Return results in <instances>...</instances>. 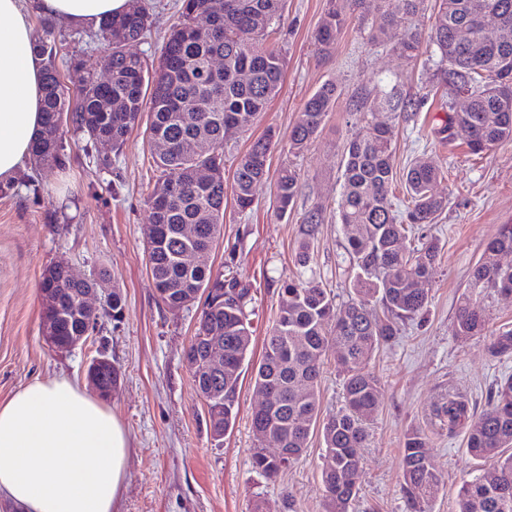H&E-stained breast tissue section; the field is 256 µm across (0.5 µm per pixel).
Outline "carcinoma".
<instances>
[{
	"label": "carcinoma",
	"mask_w": 512,
	"mask_h": 512,
	"mask_svg": "<svg viewBox=\"0 0 512 512\" xmlns=\"http://www.w3.org/2000/svg\"><path fill=\"white\" fill-rule=\"evenodd\" d=\"M124 14L106 21L99 35L109 43L104 63L110 84L102 91L87 75L78 102L70 106L61 82L60 65L79 69L83 65L80 40L76 49L62 54L55 24L40 20L41 34L35 42L44 69V129L36 141L31 163L36 167L65 166L66 130L91 146L108 141L118 150L148 112L147 141L160 172L149 197L151 224L144 232L150 275L159 300L170 310L187 308L199 292H208L189 349L202 353L203 337H224V369L210 374L195 386L209 400L207 413L214 439L220 440L235 420L243 363L251 349L252 334L246 307L249 289L235 279L213 275L207 265H189L182 255L189 249H212L224 223V155H212L224 146L228 127L247 129L278 94L284 75L281 49L267 43L280 24L284 0H224L227 8L215 9L212 0H182L177 20L170 26L158 64L128 51L144 39L152 20L145 0H129ZM395 13L391 0H376L369 38L373 43L391 40L394 27L403 31L394 44L399 55L416 58L423 43L439 53L440 78L448 97L463 91L469 105L447 113L445 126L459 125L469 131L468 147L481 155L495 146L512 142V37L504 40L487 30L481 17L492 8L512 19V0H435L437 8L429 25L421 21L428 0H398ZM213 16L205 30L195 29V18ZM347 25V12L339 0L330 5L314 34L322 53L334 48ZM467 32L460 40L457 33ZM224 57V74L210 70V61ZM337 99L333 83H324L299 113L291 137V149L303 152L320 132ZM409 103L389 93L373 103L371 110L397 112ZM393 129L387 123H367L350 140L343 163V191L336 211L344 229L346 249L353 263V295L341 304L315 278L286 281L275 323L264 340L263 354L254 376L260 391L273 383L282 406L272 412L252 414L253 468L268 479L277 477L300 460L308 448L311 430L320 433L325 454L321 482L325 512H350L360 491L364 472L358 455L368 438V425L378 404L380 380L368 369L372 355L400 330V324L422 313L428 296L418 288L436 268L437 245L405 247L399 211L392 202L396 179L392 155ZM272 135L251 142L239 157L232 175L233 199L244 212L253 204V184L266 176ZM210 165L216 176L207 185L198 184L192 172ZM440 172L428 161H416L405 175L407 219L411 224H432L447 207L435 191ZM298 192L294 170L281 169L277 178V202L285 213ZM321 215L310 211L303 218V242L298 261L308 260L309 240ZM185 224H195L194 241L182 235ZM512 253V224L501 227L485 250L490 259L473 270L458 306L454 331L457 336L488 335L497 355L512 353V331L493 332L482 302L487 288L512 293V266H502L492 257ZM43 276L60 294V304H72L86 288H107L104 274L69 280L47 267ZM381 305L383 315L376 313ZM125 300L112 288V306L102 307L98 320L121 322ZM341 349L336 367L343 376V404L319 420V385L322 358L332 347ZM469 417L468 402L448 393L435 409L440 425L453 429ZM288 432V447L297 455L284 460L262 447L266 428ZM469 453L477 459L498 462L497 483L492 487L475 476L457 490L456 512H512V375L497 384L489 408L470 424ZM403 489L410 512H429V503L439 493L442 480L433 469L425 435L411 431L405 437L401 469Z\"/></svg>",
	"instance_id": "cac0c4a2"
}]
</instances>
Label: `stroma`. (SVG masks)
Segmentation results:
<instances>
[{"label": "stroma", "instance_id": "35a3bbf8", "mask_svg": "<svg viewBox=\"0 0 512 512\" xmlns=\"http://www.w3.org/2000/svg\"><path fill=\"white\" fill-rule=\"evenodd\" d=\"M147 2L151 31L134 50L155 62L181 0ZM327 8L328 0H287L271 36L285 55L281 89L248 131L224 145V169L230 173L255 138L269 129L275 133L269 173L253 188L252 208L239 211L232 196H225L224 226L207 260L214 274L237 279L252 298V350L243 365L237 416L222 440L210 435L206 405L184 358L204 302L169 310L147 267L143 229L150 222L148 200L157 173L143 128L132 131L108 171L88 158L83 142L67 136L66 168L24 169L10 193L0 195V400L36 379L64 376L87 385L89 361L107 356L118 379L106 404L129 440L127 482L116 512H281L287 495L295 512H324L318 434H311L306 454L276 479L253 469L251 417L258 405L253 377L284 281L321 280L340 304L351 295L354 272L336 222V201L345 146L371 121L393 124L396 171L420 159L441 169L435 190L448 205L411 239L415 246L425 239L438 246L437 271L422 284L428 306L401 325L369 364L380 379L379 405L368 445L360 451L365 480L351 512H407L400 464L405 436L416 429L425 432L431 462L444 480L431 512H455L461 483L495 469L492 461L468 453L467 425L442 428L433 411L444 393L456 390L466 396L471 413H481L498 381L512 374V355L493 356L489 337H459L453 329L487 242L500 225L512 224V142L474 156L465 132L440 134L448 96L437 74L435 47L408 60L391 43H370L371 13L352 11L335 48L319 53L314 33ZM326 82L337 86L336 104L307 149L292 153L299 110ZM391 90L414 100V108L396 114L352 111L357 97L372 100ZM286 166L296 170L299 181L297 197L283 213L276 179ZM315 209L322 210L324 221L303 267L296 260L301 221ZM60 261L80 277L106 273L126 302L123 322H105L68 353L53 351L42 334L41 275Z\"/></svg>", "mask_w": 512, "mask_h": 512}]
</instances>
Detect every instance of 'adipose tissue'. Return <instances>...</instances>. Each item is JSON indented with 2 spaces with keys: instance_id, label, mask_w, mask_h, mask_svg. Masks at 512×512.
Returning a JSON list of instances; mask_svg holds the SVG:
<instances>
[{
  "instance_id": "obj_1",
  "label": "adipose tissue",
  "mask_w": 512,
  "mask_h": 512,
  "mask_svg": "<svg viewBox=\"0 0 512 512\" xmlns=\"http://www.w3.org/2000/svg\"><path fill=\"white\" fill-rule=\"evenodd\" d=\"M129 0H0V183L14 182L43 125L33 17L97 29ZM128 438L68 378L36 379L0 401V498L14 512H114Z\"/></svg>"
}]
</instances>
